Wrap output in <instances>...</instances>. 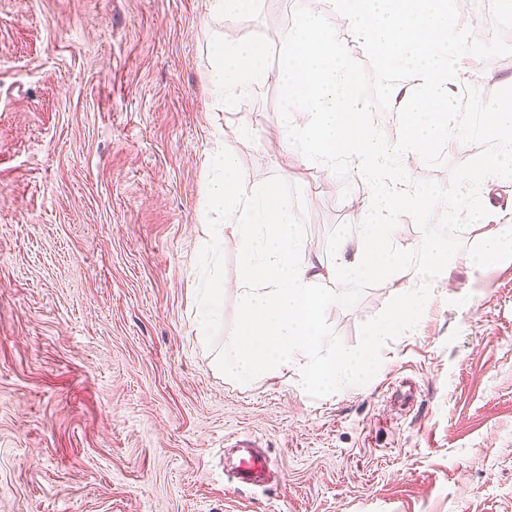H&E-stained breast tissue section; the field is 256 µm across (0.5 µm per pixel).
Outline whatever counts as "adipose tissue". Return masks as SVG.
Masks as SVG:
<instances>
[{"instance_id": "adipose-tissue-1", "label": "adipose tissue", "mask_w": 512, "mask_h": 512, "mask_svg": "<svg viewBox=\"0 0 512 512\" xmlns=\"http://www.w3.org/2000/svg\"><path fill=\"white\" fill-rule=\"evenodd\" d=\"M344 19L348 39L325 28L323 0H314L294 25L284 66L271 72L262 40L216 41L207 78L216 95L236 100L254 86L278 81L290 114L288 136L310 160L335 170L348 161L353 172L376 189L373 202L356 218L358 245L339 240L336 270L360 279L388 277L395 302L388 317L370 329L383 336L410 328L426 297L414 288L392 239L397 210L431 209L429 196L411 189L394 171L395 157L425 159L455 129L457 88L470 77L451 50L458 38L448 28L449 7L466 0H332ZM368 47L384 66L409 67L415 86L396 88L403 133L394 143L380 138L364 121L365 104L355 95V77L346 64L351 42ZM210 212L233 208L241 242L243 275L235 288L242 316L224 343L225 377L248 382L297 369L304 384L325 394L338 384L367 377L374 367L372 346L358 355L319 354L321 316L332 296L320 286L327 268L306 258L288 216L280 187L248 184L235 154L215 157L207 184Z\"/></svg>"}]
</instances>
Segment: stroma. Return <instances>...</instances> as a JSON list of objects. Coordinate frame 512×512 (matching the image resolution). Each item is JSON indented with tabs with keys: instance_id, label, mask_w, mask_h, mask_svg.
I'll return each instance as SVG.
<instances>
[{
	"instance_id": "35a3bbf8",
	"label": "stroma",
	"mask_w": 512,
	"mask_h": 512,
	"mask_svg": "<svg viewBox=\"0 0 512 512\" xmlns=\"http://www.w3.org/2000/svg\"><path fill=\"white\" fill-rule=\"evenodd\" d=\"M213 3L0 0V512H512V254L474 270L479 224L365 385L325 395L294 373L241 385L217 369L241 267L236 225L203 217L214 151L277 183L306 255L326 262L374 187L292 144L278 82L237 104L206 80L227 35L263 40L279 70L308 0L246 16ZM448 23L490 99L512 78L503 12L468 0ZM348 63L366 123L384 116L396 141L390 89L413 76L361 45ZM477 153L444 140L408 173L445 185ZM322 286L321 355L360 350L393 288ZM213 287L224 305L204 326ZM243 435L271 460L266 488L227 470Z\"/></svg>"
}]
</instances>
